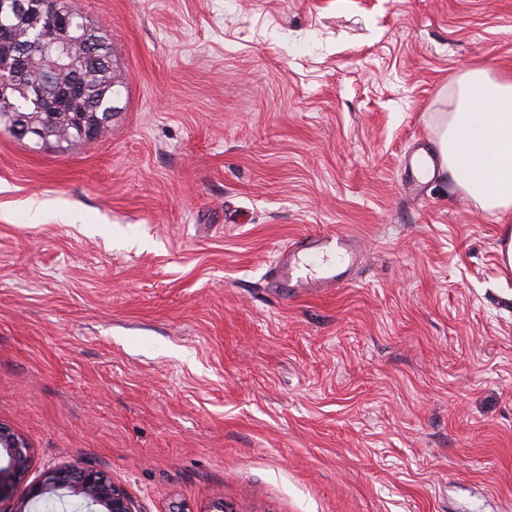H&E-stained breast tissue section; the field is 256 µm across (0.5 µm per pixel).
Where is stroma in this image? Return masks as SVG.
Returning <instances> with one entry per match:
<instances>
[{
  "mask_svg": "<svg viewBox=\"0 0 512 512\" xmlns=\"http://www.w3.org/2000/svg\"><path fill=\"white\" fill-rule=\"evenodd\" d=\"M104 134L0 127V425L137 512H512V276L489 215L404 164L453 81L512 76V0H75ZM353 281L270 287L301 237Z\"/></svg>",
  "mask_w": 512,
  "mask_h": 512,
  "instance_id": "1",
  "label": "stroma"
}]
</instances>
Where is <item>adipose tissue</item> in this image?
<instances>
[{
  "label": "adipose tissue",
  "mask_w": 512,
  "mask_h": 512,
  "mask_svg": "<svg viewBox=\"0 0 512 512\" xmlns=\"http://www.w3.org/2000/svg\"><path fill=\"white\" fill-rule=\"evenodd\" d=\"M452 89V109L434 119L433 169L481 210L512 212V78L476 67Z\"/></svg>",
  "instance_id": "adipose-tissue-1"
}]
</instances>
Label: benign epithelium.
<instances>
[{
  "mask_svg": "<svg viewBox=\"0 0 512 512\" xmlns=\"http://www.w3.org/2000/svg\"><path fill=\"white\" fill-rule=\"evenodd\" d=\"M43 0H0V44L11 39L10 24L5 18L37 12L43 21L36 44L45 52L59 59L57 67L75 70L74 80L58 84L55 72L49 71L42 81L29 87L26 99L42 112H55L64 98L88 92L86 68L80 67L84 57L96 53V38L82 22L80 16L69 12L45 14ZM9 131L16 138L38 142L42 129L34 126H11ZM9 458L8 470L0 469V512H36L43 502L53 500L58 504L74 498V503L84 506L85 512H135L133 504L123 489L112 483L104 472L78 464L54 468L44 477L27 486L19 499L12 498L10 486L22 480L28 470L29 456L24 440L0 425V450Z\"/></svg>",
  "mask_w": 512,
  "mask_h": 512,
  "instance_id": "7a95c632",
  "label": "benign epithelium"
}]
</instances>
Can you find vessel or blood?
Returning a JSON list of instances; mask_svg holds the SVG:
<instances>
[{
    "mask_svg": "<svg viewBox=\"0 0 512 512\" xmlns=\"http://www.w3.org/2000/svg\"><path fill=\"white\" fill-rule=\"evenodd\" d=\"M359 254L342 233H320L296 242L277 255L270 265V280L276 288L338 287L345 281V266Z\"/></svg>",
    "mask_w": 512,
    "mask_h": 512,
    "instance_id": "1",
    "label": "vessel or blood"
}]
</instances>
